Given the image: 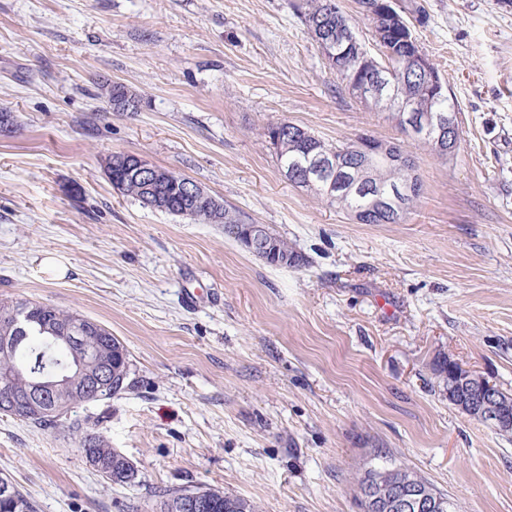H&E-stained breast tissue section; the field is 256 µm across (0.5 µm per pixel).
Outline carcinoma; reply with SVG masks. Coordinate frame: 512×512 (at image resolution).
Returning a JSON list of instances; mask_svg holds the SVG:
<instances>
[{"label":"carcinoma","instance_id":"obj_1","mask_svg":"<svg viewBox=\"0 0 512 512\" xmlns=\"http://www.w3.org/2000/svg\"><path fill=\"white\" fill-rule=\"evenodd\" d=\"M295 9L309 33L326 25L332 26L333 31L340 34L351 32L355 28L352 17L341 10L337 0H299ZM388 67L401 72L404 83L398 86L397 94L408 99L415 111H459L451 96L441 99L432 93L422 76L416 72L410 56L404 54L400 59L394 60L382 46L378 47L377 54L371 56L360 69L354 67L350 58L343 57L333 70L348 89L351 80L360 73ZM105 94L112 108L118 112H134L135 105L141 104L138 94L121 83L105 88ZM294 132L299 133V140L294 142L292 150L274 151L278 164L285 170L312 149L346 147L344 143L326 141L310 129L288 121L267 125L263 135L273 146L277 139L288 141ZM112 174L122 184L120 192L144 207L147 206L148 196H158L166 202L165 213L175 216L181 212L185 219L222 224L228 234L231 233L230 225L245 223L239 212L221 200L218 201L217 209L212 206L188 205L184 195L187 178L177 174L151 188L128 174L121 166L112 169ZM368 176L374 186L398 194L402 187L413 180L414 174L409 168L376 166L368 172ZM315 194L350 217L371 203L368 196L346 192L342 188L334 193L319 188ZM262 228L273 239L278 253L291 257L293 265H299L300 255L295 248L269 225L264 224ZM4 343L14 346L15 353L9 357L0 354V377L8 381L15 399L27 405L23 421L34 426L56 428L73 409L110 400L129 388L127 381L122 382L116 389L112 388V382L109 381L102 384L99 391L91 385L92 376L103 368L114 366L118 373L130 371L129 353L123 343L112 336L105 326L77 312L24 299L3 300L0 302V345ZM77 356L82 359L81 366L69 368L67 385L61 392L35 388L37 374L49 375L64 364L72 362ZM75 432L78 451L82 454L92 452L108 470L109 481L117 485L135 482L137 473L134 467L129 465L127 459L115 453L114 448L100 433L79 426L75 427ZM371 473L370 481H358L361 512H380L378 509L370 510V506L385 504L398 489L406 487H418L442 500L447 512H457L456 504L448 495L438 491L427 478L402 463L392 462L372 469ZM4 484L8 486L9 493H0V512H38L36 502L13 479L1 475L0 486ZM179 493L178 489L160 491L159 501L156 503L157 512H187L180 506ZM192 493L207 506L205 512H258V506L252 501L226 493L221 488L198 487Z\"/></svg>","mask_w":512,"mask_h":512}]
</instances>
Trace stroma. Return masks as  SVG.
Masks as SVG:
<instances>
[{
    "instance_id": "obj_1",
    "label": "stroma",
    "mask_w": 512,
    "mask_h": 512,
    "mask_svg": "<svg viewBox=\"0 0 512 512\" xmlns=\"http://www.w3.org/2000/svg\"><path fill=\"white\" fill-rule=\"evenodd\" d=\"M418 2L413 33L458 104L442 159L348 93L295 0H0V300L104 325L130 389L73 412L137 470L116 485L56 429L0 416V474L39 512H134L210 486L260 512H360L383 461L459 512H512V434L438 390L450 356L512 394V5ZM138 93L113 111L103 86ZM401 144L420 195L358 224L288 181L262 130ZM146 158L266 224L303 256L272 266L223 225L121 195Z\"/></svg>"
}]
</instances>
